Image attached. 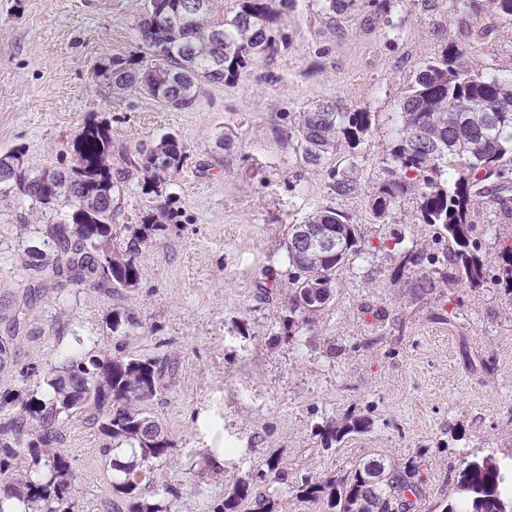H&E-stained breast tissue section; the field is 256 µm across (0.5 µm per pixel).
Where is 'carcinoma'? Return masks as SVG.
<instances>
[{"instance_id":"carcinoma-1","label":"carcinoma","mask_w":512,"mask_h":512,"mask_svg":"<svg viewBox=\"0 0 512 512\" xmlns=\"http://www.w3.org/2000/svg\"><path fill=\"white\" fill-rule=\"evenodd\" d=\"M295 0H149L137 23V51L95 64L97 75L113 90L138 87L173 109L195 104L208 86L267 66L288 50L289 11ZM359 0H318L320 13L336 19L358 7ZM476 13H490L512 24V0H481ZM473 42L445 48L416 71L400 100L401 128L383 148L390 178L374 185L368 209L380 223L409 194L416 199V220L433 229L431 243L406 245L402 233L384 238L378 249L399 259L414 276L413 288H482L498 281L479 245L476 214L484 204L512 216V74L473 69L467 62ZM375 113L347 107L341 100L316 101L295 117V153L302 164L324 169L331 193L357 197L363 169L358 148L372 134ZM73 164L31 173L22 152L0 155V195L18 194L29 210L54 213L57 220L36 228L17 259L35 280L13 301L7 335L0 336V369L13 358L15 337L45 288L63 291L92 285L107 293L138 285L137 256L167 230L177 212L166 207L140 224L112 223L116 185L112 181V131L106 122H88L74 142ZM188 158L186 145L165 135L148 149L125 158L146 177L148 191L159 192ZM305 228L331 235L329 245L312 251L299 247ZM287 257L296 270L284 329L292 332L336 300L339 269L361 254L359 222L330 206L311 211L288 227ZM137 324L129 309L105 319L113 334ZM165 366L136 355L114 356L106 348L77 354L43 376L45 392L0 391V512H79L72 494L74 474L59 448L63 424L82 419L98 425L112 442V494L129 512H179V495L147 494L157 463L173 444L150 409L163 387ZM365 418L331 422L319 431L324 447L365 432ZM512 483L507 471L487 455L463 462L448 493L444 512H512ZM302 502L327 499L329 512H400L406 493L418 497V485L386 468L378 459L362 460L342 477L300 476L294 487ZM252 501L254 512H281L280 502L256 493L240 480L212 512H241Z\"/></svg>"}]
</instances>
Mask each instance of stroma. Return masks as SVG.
Returning <instances> with one entry per match:
<instances>
[{"label": "stroma", "mask_w": 512, "mask_h": 512, "mask_svg": "<svg viewBox=\"0 0 512 512\" xmlns=\"http://www.w3.org/2000/svg\"><path fill=\"white\" fill-rule=\"evenodd\" d=\"M147 0H0V152L21 150L32 171L70 163L87 121L112 127V176L120 186L116 224H136L161 198L121 154L166 133L188 160L166 189L176 224L143 247L137 288L47 292L14 344L0 386L38 390L43 370L78 347H109L171 364L151 410L173 446L153 470L152 490L181 496L182 512H212L236 481L254 482L286 512H326L295 497L296 477L341 476L362 460L397 470L417 463L422 495L409 512H443L456 470L486 455L512 461V290L413 288L381 239L405 233L426 243L406 197L388 223H372L367 196L388 172L381 157L399 128V100L414 71L463 40L475 17L463 0H407L391 14L365 7L330 24L315 0H295L292 41L273 64L207 88L194 106L171 110L148 96L114 93L93 65L128 56ZM401 22L391 34L389 22ZM472 66L512 71V30L476 45ZM340 99L376 114L359 148L363 194H331L322 170L301 168L289 125L313 102ZM234 146L225 149L224 136ZM356 217L362 252L338 272L336 300L311 325L285 335L289 225L318 206ZM24 200L0 203V334L9 301L27 284L15 258L29 243L24 223H45ZM480 243L492 266L512 244V218L481 207ZM139 325L112 335V310ZM366 417L365 433L324 448L329 422ZM62 449L80 512H126L112 494L111 456L97 427L74 419ZM278 456L285 479L268 474Z\"/></svg>", "instance_id": "stroma-1"}]
</instances>
